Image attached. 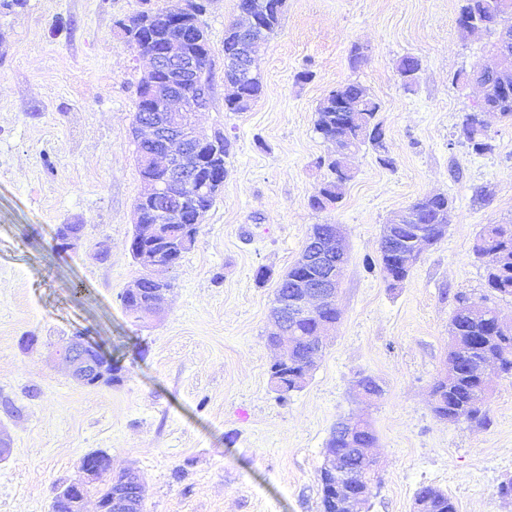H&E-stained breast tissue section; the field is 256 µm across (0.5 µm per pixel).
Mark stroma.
<instances>
[{"label": "stroma", "mask_w": 512, "mask_h": 512, "mask_svg": "<svg viewBox=\"0 0 512 512\" xmlns=\"http://www.w3.org/2000/svg\"><path fill=\"white\" fill-rule=\"evenodd\" d=\"M182 2L0 0V438L12 449L0 512H50L54 487L82 478L92 451L143 474L145 512H320L319 468L341 420L376 436L380 482L365 512H413L423 486L457 512H512L498 494L512 480V379L492 376L484 425L436 418L431 396L459 297L512 316L472 254L484 225L512 224V122L486 114L493 149L474 152L460 128L479 90L455 82L493 63L495 35L460 31L461 0H286L256 60L262 95L236 113L222 49L237 0H205L213 84L196 121L234 150L194 246L167 274L164 312L141 320L120 295L143 272L129 249L142 190L130 128L148 62L119 24ZM355 44L366 55L356 66ZM406 55L421 61L410 89L397 73ZM349 82L380 103L393 164L361 148L342 202L317 211L334 147L315 112ZM426 194L447 195L446 233L389 287L382 228ZM63 224L81 227L68 249L55 238ZM315 224L344 232L340 320L305 386L284 395L270 379V310ZM82 334L118 361L119 383L71 379L55 351ZM362 376L381 396L358 393Z\"/></svg>", "instance_id": "obj_1"}]
</instances>
